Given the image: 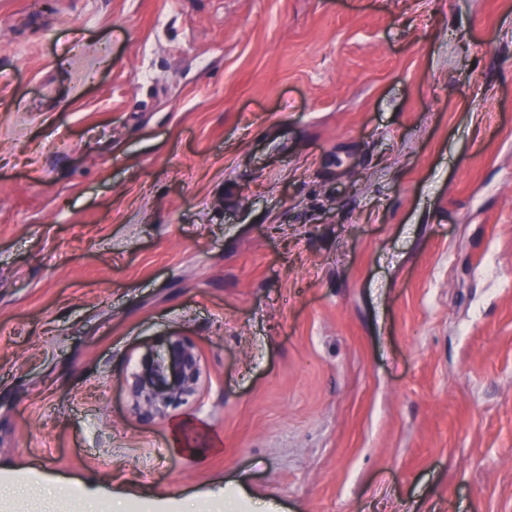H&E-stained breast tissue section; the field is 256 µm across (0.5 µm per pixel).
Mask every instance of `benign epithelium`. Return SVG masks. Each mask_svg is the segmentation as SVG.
Here are the masks:
<instances>
[{
	"label": "benign epithelium",
	"mask_w": 512,
	"mask_h": 512,
	"mask_svg": "<svg viewBox=\"0 0 512 512\" xmlns=\"http://www.w3.org/2000/svg\"><path fill=\"white\" fill-rule=\"evenodd\" d=\"M203 362L196 344L172 335L141 354L126 378V392L141 423L150 425L187 402L200 388Z\"/></svg>",
	"instance_id": "7a95c632"
}]
</instances>
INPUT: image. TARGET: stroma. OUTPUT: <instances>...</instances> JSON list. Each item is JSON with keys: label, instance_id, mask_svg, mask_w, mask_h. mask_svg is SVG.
<instances>
[{"label": "stroma", "instance_id": "35a3bbf8", "mask_svg": "<svg viewBox=\"0 0 512 512\" xmlns=\"http://www.w3.org/2000/svg\"><path fill=\"white\" fill-rule=\"evenodd\" d=\"M45 476L512 512V0H0V512ZM203 362L186 336H168L141 354L126 378V392L141 423L150 425L187 402L200 388Z\"/></svg>", "mask_w": 512, "mask_h": 512}]
</instances>
